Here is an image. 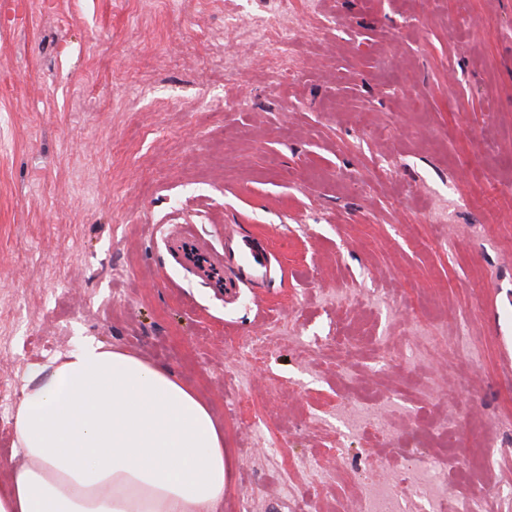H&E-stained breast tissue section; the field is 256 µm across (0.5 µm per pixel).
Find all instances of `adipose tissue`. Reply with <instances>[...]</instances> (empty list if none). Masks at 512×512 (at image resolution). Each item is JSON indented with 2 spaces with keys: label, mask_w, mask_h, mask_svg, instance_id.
I'll use <instances>...</instances> for the list:
<instances>
[{
  "label": "adipose tissue",
  "mask_w": 512,
  "mask_h": 512,
  "mask_svg": "<svg viewBox=\"0 0 512 512\" xmlns=\"http://www.w3.org/2000/svg\"><path fill=\"white\" fill-rule=\"evenodd\" d=\"M27 380L0 512H218L224 435L174 374L91 338Z\"/></svg>",
  "instance_id": "obj_1"
}]
</instances>
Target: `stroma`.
Instances as JSON below:
<instances>
[{
  "label": "stroma",
  "instance_id": "1",
  "mask_svg": "<svg viewBox=\"0 0 512 512\" xmlns=\"http://www.w3.org/2000/svg\"><path fill=\"white\" fill-rule=\"evenodd\" d=\"M455 11L0 0V479L28 365L94 338L206 401L231 468L219 512H353L367 484L411 486L447 415L456 500L490 434V509L512 507V0ZM260 15L296 30L287 84L250 38ZM231 56L249 63L225 72ZM242 234L271 251L263 287L184 257L183 237L220 255ZM366 403L391 441L351 431Z\"/></svg>",
  "mask_w": 512,
  "mask_h": 512
}]
</instances>
